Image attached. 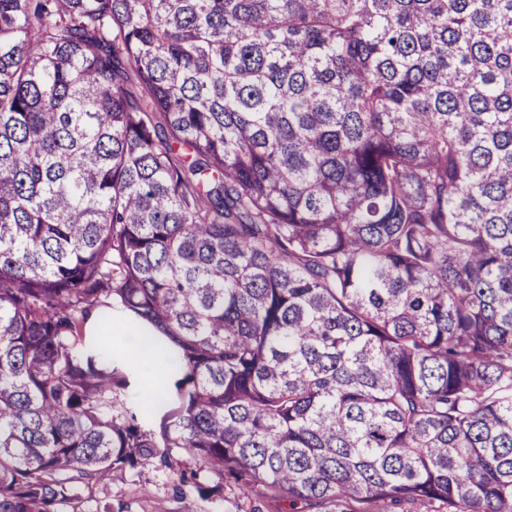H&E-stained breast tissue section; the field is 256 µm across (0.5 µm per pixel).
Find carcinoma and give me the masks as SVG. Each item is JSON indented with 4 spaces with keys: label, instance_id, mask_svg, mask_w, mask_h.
I'll use <instances>...</instances> for the list:
<instances>
[{
    "label": "carcinoma",
    "instance_id": "carcinoma-1",
    "mask_svg": "<svg viewBox=\"0 0 512 512\" xmlns=\"http://www.w3.org/2000/svg\"><path fill=\"white\" fill-rule=\"evenodd\" d=\"M175 448L512 512V0H0V512ZM125 319V315L122 312V310L119 308V306L115 305L112 310V322L114 324V327L118 329L117 333L114 337V348L115 349H123L127 350L130 349V347L136 342L137 336H144L140 331L135 330L130 326V329L133 332H130L132 336L129 333H126L123 331L120 327L121 322ZM129 374V385L122 392V400L123 402L131 408H138L143 399V393L145 388V380L144 378L136 371L127 369Z\"/></svg>",
    "mask_w": 512,
    "mask_h": 512
}]
</instances>
